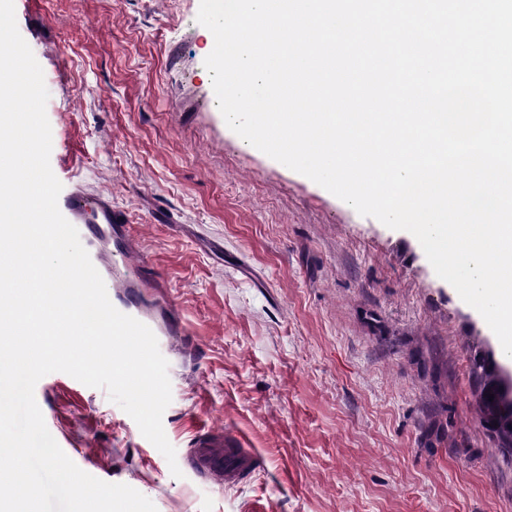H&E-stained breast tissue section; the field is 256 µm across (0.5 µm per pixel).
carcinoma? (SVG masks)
<instances>
[{
    "label": "carcinoma",
    "mask_w": 512,
    "mask_h": 512,
    "mask_svg": "<svg viewBox=\"0 0 512 512\" xmlns=\"http://www.w3.org/2000/svg\"><path fill=\"white\" fill-rule=\"evenodd\" d=\"M474 367L481 370L483 388L478 405L483 420L495 425L503 443L512 445V383L507 382L495 363L482 354L474 357ZM494 398H489V395Z\"/></svg>",
    "instance_id": "obj_1"
}]
</instances>
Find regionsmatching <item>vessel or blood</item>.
<instances>
[{
  "label": "vessel or blood",
  "instance_id": "1",
  "mask_svg": "<svg viewBox=\"0 0 512 512\" xmlns=\"http://www.w3.org/2000/svg\"><path fill=\"white\" fill-rule=\"evenodd\" d=\"M58 206L63 216L74 225L86 240V249L102 278L112 281L113 294L109 299L120 312L147 325L155 336H180L184 333L178 314L158 322L139 305L142 289L164 287L162 279L149 280L141 270L147 264L139 251L137 240L127 221L112 206L107 196L73 186L60 195ZM125 258L122 266L109 262L113 250ZM189 467L211 483L226 487L246 481L260 468L262 458L240 433L204 428L196 432L187 457Z\"/></svg>",
  "mask_w": 512,
  "mask_h": 512
}]
</instances>
